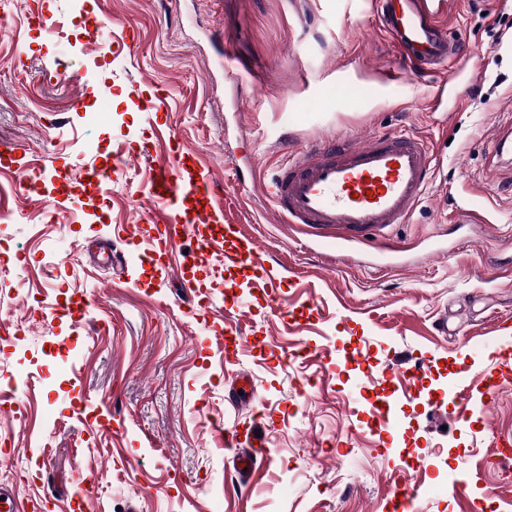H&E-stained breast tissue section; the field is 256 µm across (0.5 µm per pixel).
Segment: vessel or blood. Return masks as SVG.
<instances>
[{
	"label": "vessel or blood",
	"instance_id": "b4317fda",
	"mask_svg": "<svg viewBox=\"0 0 512 512\" xmlns=\"http://www.w3.org/2000/svg\"><path fill=\"white\" fill-rule=\"evenodd\" d=\"M457 5L458 0H377L395 47L433 69L459 52L442 24ZM111 24L105 14L90 18L86 41L91 50H106ZM433 177L432 158L420 136L387 132L362 143L344 140L298 152L273 178L272 203L281 223L341 230L350 241L358 232L407 223ZM211 182L210 170L198 164L189 167L178 159L155 167L148 216L150 238L161 249L177 245L185 229L180 200L209 189ZM203 246L223 250L225 268L248 274L254 289L275 297L278 275L250 244L218 232ZM510 378L512 357L507 355L498 359L482 389H497Z\"/></svg>",
	"mask_w": 512,
	"mask_h": 512
}]
</instances>
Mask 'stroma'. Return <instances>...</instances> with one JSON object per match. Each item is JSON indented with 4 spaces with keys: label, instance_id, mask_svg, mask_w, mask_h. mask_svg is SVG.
Returning a JSON list of instances; mask_svg holds the SVG:
<instances>
[{
    "label": "stroma",
    "instance_id": "obj_1",
    "mask_svg": "<svg viewBox=\"0 0 512 512\" xmlns=\"http://www.w3.org/2000/svg\"><path fill=\"white\" fill-rule=\"evenodd\" d=\"M101 7L113 46L86 54ZM63 26L47 39L32 15ZM460 56L446 71L405 69L373 0H0V142L30 172L0 164V196L28 177L43 194L0 216V377L26 423L0 413V473L23 512H512L491 460L512 436V386L460 416L454 361L471 376L512 346V0H462L448 17ZM357 104L331 95L335 69ZM472 72L441 112L427 101L446 72ZM165 99L162 119L137 90ZM80 109H73L75 96ZM209 168L224 221L239 225L283 282L267 302L247 277L207 282L205 304L175 286L119 285L152 248L144 209L164 161L156 122ZM422 137L435 180L408 223L338 241L277 222L265 195L292 152L325 137ZM135 171L93 190L87 171L117 153ZM474 220L458 223L459 211ZM447 330H440V322ZM246 337L224 361V327ZM422 360L414 387L395 373ZM249 389L240 392L239 378ZM388 405L392 428L372 424ZM253 450L238 473L224 438Z\"/></svg>",
    "mask_w": 512,
    "mask_h": 512
}]
</instances>
